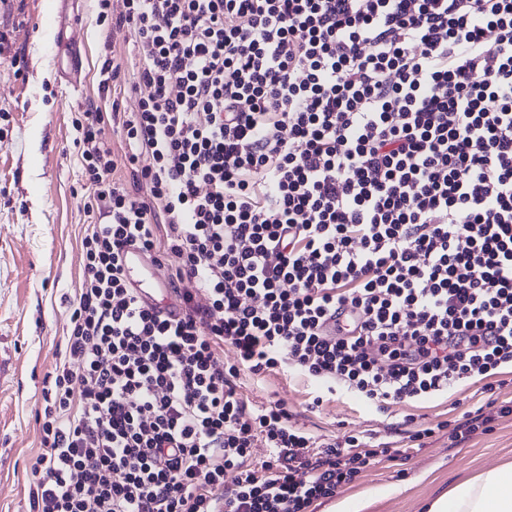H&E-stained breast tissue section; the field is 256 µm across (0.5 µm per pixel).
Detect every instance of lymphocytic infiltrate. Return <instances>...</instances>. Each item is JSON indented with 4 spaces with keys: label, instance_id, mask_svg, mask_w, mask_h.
Instances as JSON below:
<instances>
[{
    "label": "lymphocytic infiltrate",
    "instance_id": "lymphocytic-infiltrate-1",
    "mask_svg": "<svg viewBox=\"0 0 512 512\" xmlns=\"http://www.w3.org/2000/svg\"><path fill=\"white\" fill-rule=\"evenodd\" d=\"M123 4L138 61L101 74L149 93L75 121L92 223L32 512H314L404 448L315 436L244 378L384 413L512 367V0ZM108 121L149 196L114 181ZM131 245L169 263L179 318L130 288ZM509 416L490 398L410 439Z\"/></svg>",
    "mask_w": 512,
    "mask_h": 512
}]
</instances>
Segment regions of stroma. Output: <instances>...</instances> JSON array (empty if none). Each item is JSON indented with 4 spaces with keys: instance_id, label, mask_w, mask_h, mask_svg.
Returning a JSON list of instances; mask_svg holds the SVG:
<instances>
[{
    "instance_id": "obj_1",
    "label": "stroma",
    "mask_w": 512,
    "mask_h": 512,
    "mask_svg": "<svg viewBox=\"0 0 512 512\" xmlns=\"http://www.w3.org/2000/svg\"><path fill=\"white\" fill-rule=\"evenodd\" d=\"M57 7L63 18L80 20L77 30L61 29L62 39H77L86 53L79 75L85 92L76 101L62 94L55 75L70 52L53 54L42 31ZM99 11L97 0H0V512H30L44 379L64 358L70 304L82 286V198L92 188L82 180L72 119L91 107H110L116 96L125 110L136 106L134 95L100 84L106 56L127 61L136 49L133 33L99 22ZM481 385L476 377L447 395L394 406L392 419L461 418ZM244 394L257 405L284 402L298 426L325 438L383 428L382 414L348 392L308 411L309 388L297 377L272 374L248 383ZM506 463H512V417L461 445L436 434L425 447L339 487L315 512L361 497L370 502L365 512H422L456 483Z\"/></svg>"
}]
</instances>
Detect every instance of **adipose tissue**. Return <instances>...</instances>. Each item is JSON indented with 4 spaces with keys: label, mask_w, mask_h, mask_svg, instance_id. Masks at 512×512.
<instances>
[{
    "label": "adipose tissue",
    "mask_w": 512,
    "mask_h": 512,
    "mask_svg": "<svg viewBox=\"0 0 512 512\" xmlns=\"http://www.w3.org/2000/svg\"><path fill=\"white\" fill-rule=\"evenodd\" d=\"M427 512H512V464L483 471L432 499Z\"/></svg>",
    "instance_id": "1"
}]
</instances>
